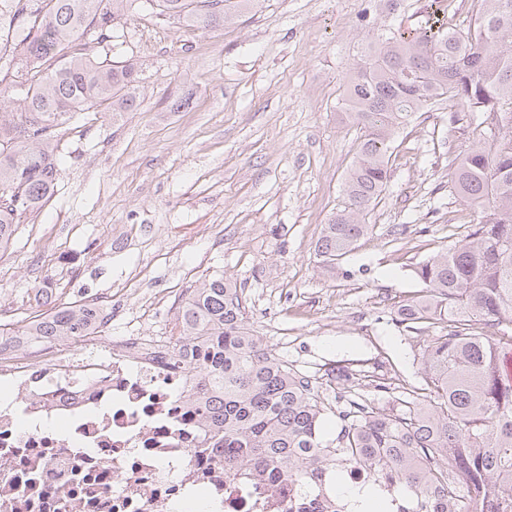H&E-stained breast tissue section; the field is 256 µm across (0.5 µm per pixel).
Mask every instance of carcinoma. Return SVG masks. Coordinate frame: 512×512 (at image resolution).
<instances>
[{"mask_svg":"<svg viewBox=\"0 0 512 512\" xmlns=\"http://www.w3.org/2000/svg\"><path fill=\"white\" fill-rule=\"evenodd\" d=\"M135 2L0 0V251L23 215L54 192L58 126L75 112L136 108L132 60L70 54L84 40L109 43ZM153 2L158 15L198 29L240 15L254 0ZM17 85L24 95L14 101L8 93ZM346 86L361 136L344 205L316 244L330 272L369 230L366 216L385 188L400 125L441 101L454 122L457 107L490 122L450 178L474 209V230L415 269L423 294L397 309L407 332L432 320L446 329L421 354L423 402L366 411L336 442L326 440L328 407L251 333L237 285L218 274L188 293L171 337L177 350L199 346L194 369L209 447L305 489L320 479L332 488L342 465L365 462L373 467L366 487L375 492L391 480L406 512H512V377L503 365L512 349V0H477L474 21L452 32L421 26L370 43ZM102 320L103 308L73 304L29 321L22 335L83 336Z\"/></svg>","mask_w":512,"mask_h":512,"instance_id":"obj_1","label":"carcinoma"}]
</instances>
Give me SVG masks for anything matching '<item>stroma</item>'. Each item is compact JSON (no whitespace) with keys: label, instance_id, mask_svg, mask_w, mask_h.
Listing matches in <instances>:
<instances>
[{"label":"stroma","instance_id":"obj_1","mask_svg":"<svg viewBox=\"0 0 512 512\" xmlns=\"http://www.w3.org/2000/svg\"><path fill=\"white\" fill-rule=\"evenodd\" d=\"M432 2L258 0L195 30L145 2L111 45L87 44L137 62L138 106L59 127L54 193L0 251V323L19 330L48 282L60 303L111 302L106 336H168L189 289L222 274L242 289L252 333L333 407L327 439L338 411L391 406L376 382L422 387L421 350L443 330L406 333L396 311L423 289L415 268L473 229L450 173L479 141V116L416 113L394 137L367 235L333 273L315 245L356 152L346 79L371 40L416 28ZM336 366L351 384L331 381Z\"/></svg>","mask_w":512,"mask_h":512}]
</instances>
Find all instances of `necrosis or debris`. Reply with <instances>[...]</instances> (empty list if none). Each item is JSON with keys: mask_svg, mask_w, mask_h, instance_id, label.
<instances>
[{"mask_svg": "<svg viewBox=\"0 0 512 512\" xmlns=\"http://www.w3.org/2000/svg\"><path fill=\"white\" fill-rule=\"evenodd\" d=\"M0 512H344L209 447L197 378L167 337L0 346ZM43 420L30 429L29 416Z\"/></svg>", "mask_w": 512, "mask_h": 512, "instance_id": "obj_1", "label": "necrosis or debris"}]
</instances>
